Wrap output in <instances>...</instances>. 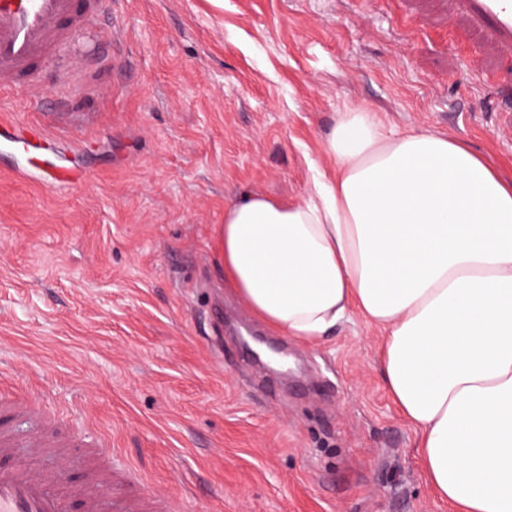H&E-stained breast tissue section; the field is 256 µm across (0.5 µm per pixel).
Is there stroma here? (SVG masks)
I'll return each mask as SVG.
<instances>
[{
	"instance_id": "obj_1",
	"label": "stroma",
	"mask_w": 512,
	"mask_h": 512,
	"mask_svg": "<svg viewBox=\"0 0 512 512\" xmlns=\"http://www.w3.org/2000/svg\"><path fill=\"white\" fill-rule=\"evenodd\" d=\"M110 90L84 112L0 97V369L101 438L176 512H454L354 316L307 345L224 280L246 193L304 199L338 112L460 139L512 181V99L447 0H112ZM41 128L11 149L18 123ZM46 168L84 173L44 183ZM69 489L84 460L17 454Z\"/></svg>"
}]
</instances>
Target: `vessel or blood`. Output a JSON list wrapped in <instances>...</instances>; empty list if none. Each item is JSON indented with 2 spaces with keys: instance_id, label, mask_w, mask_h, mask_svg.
Here are the masks:
<instances>
[{
  "instance_id": "obj_1",
  "label": "vessel or blood",
  "mask_w": 512,
  "mask_h": 512,
  "mask_svg": "<svg viewBox=\"0 0 512 512\" xmlns=\"http://www.w3.org/2000/svg\"><path fill=\"white\" fill-rule=\"evenodd\" d=\"M112 0H0V93H30V111H40L45 93L60 107L78 94L69 80L75 62L85 61L77 33L91 32L109 15ZM452 13L504 59L512 60V0H453ZM31 427L18 437L0 425V455L17 448H41L48 425L42 405H29ZM85 491L86 512H173L169 498L156 495L135 469L118 476L100 468ZM0 512H66V500L49 479L30 468L0 465Z\"/></svg>"
}]
</instances>
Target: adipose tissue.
Instances as JSON below:
<instances>
[{"label": "adipose tissue", "instance_id": "ef3b65f1", "mask_svg": "<svg viewBox=\"0 0 512 512\" xmlns=\"http://www.w3.org/2000/svg\"><path fill=\"white\" fill-rule=\"evenodd\" d=\"M304 200L224 209V279L306 344L359 315L384 333L385 389L421 437L437 495L512 512V182L462 141L337 113Z\"/></svg>", "mask_w": 512, "mask_h": 512}]
</instances>
